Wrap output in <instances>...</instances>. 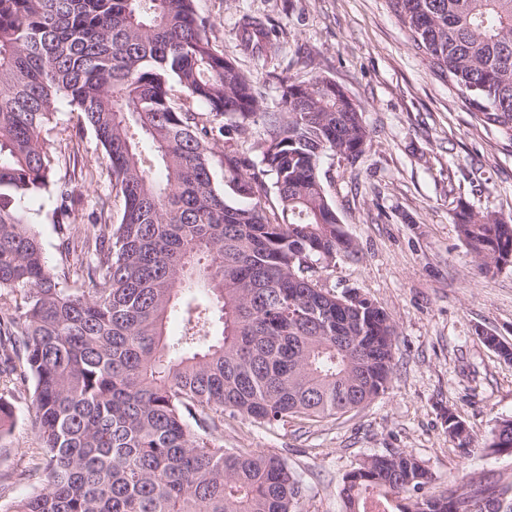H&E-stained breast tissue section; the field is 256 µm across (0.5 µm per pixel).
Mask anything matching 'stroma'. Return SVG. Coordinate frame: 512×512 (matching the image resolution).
I'll list each match as a JSON object with an SVG mask.
<instances>
[{"label":"stroma","mask_w":512,"mask_h":512,"mask_svg":"<svg viewBox=\"0 0 512 512\" xmlns=\"http://www.w3.org/2000/svg\"><path fill=\"white\" fill-rule=\"evenodd\" d=\"M211 38L258 82L265 105L288 75L323 74L361 106L372 132L355 163H324V186L344 230L359 247L322 274L335 293L355 289L383 306L397 325L389 390L337 418L270 428L225 419L223 444L282 457L307 487L303 512H343L345 475L367 457L402 450L423 461L431 492L475 480L503 490L512 505V455L484 443L497 420L512 417V365L481 341L486 329L512 343V265L481 273L456 224L464 208L512 215V142L479 125L471 107L426 56L412 49L387 0H196ZM274 24L277 52L238 50V19ZM50 140L61 160L56 177L80 184V170L104 167L94 135L66 103ZM34 215L46 261H60L54 203L22 200ZM13 405L11 433L0 437V480L6 499L38 487L18 479L37 461L40 440L29 402L0 378ZM455 413L472 431L469 449L455 447L445 419Z\"/></svg>","instance_id":"35a3bbf8"}]
</instances>
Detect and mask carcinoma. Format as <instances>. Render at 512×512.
Returning <instances> with one entry per match:
<instances>
[{
    "mask_svg": "<svg viewBox=\"0 0 512 512\" xmlns=\"http://www.w3.org/2000/svg\"><path fill=\"white\" fill-rule=\"evenodd\" d=\"M196 0H0V375L16 376L42 440L41 488L0 512H302L305 487L278 455L223 448L224 413L287 427L349 413L389 389L396 327L377 302L324 287L354 257L322 165L371 142L335 81L284 77L273 109L213 42ZM411 46L480 123L512 141V0H388ZM238 47L276 45L238 20ZM64 100L101 147L112 192L84 203L54 179L43 131ZM253 138L252 151H239ZM229 203L215 183L214 148ZM149 144L150 151L143 149ZM48 193L62 235L47 265L23 196ZM489 273L512 264V217L458 215ZM178 316L182 331L168 332ZM14 424L0 395V436ZM448 437L473 435L448 413ZM512 449V418L488 448ZM406 451L366 458L340 489L345 512H500L474 480L427 491Z\"/></svg>",
    "mask_w": 512,
    "mask_h": 512,
    "instance_id": "cac0c4a2",
    "label": "carcinoma"
}]
</instances>
